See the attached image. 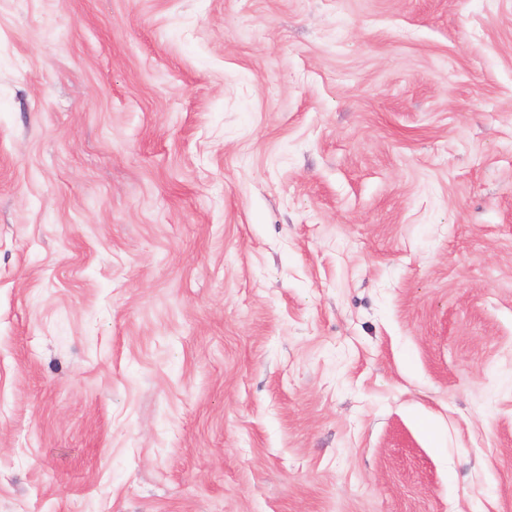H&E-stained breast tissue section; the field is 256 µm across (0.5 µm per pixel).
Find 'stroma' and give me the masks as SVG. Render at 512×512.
Returning a JSON list of instances; mask_svg holds the SVG:
<instances>
[{"label": "stroma", "mask_w": 512, "mask_h": 512, "mask_svg": "<svg viewBox=\"0 0 512 512\" xmlns=\"http://www.w3.org/2000/svg\"><path fill=\"white\" fill-rule=\"evenodd\" d=\"M0 512H512V0H0Z\"/></svg>", "instance_id": "35a3bbf8"}]
</instances>
